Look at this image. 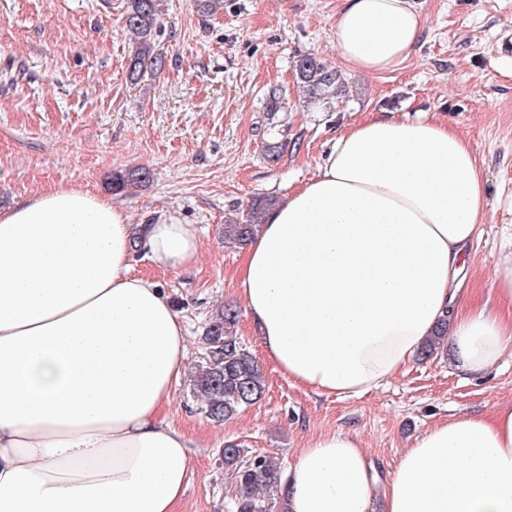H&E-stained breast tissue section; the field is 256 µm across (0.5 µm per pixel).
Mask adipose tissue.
<instances>
[{
  "label": "adipose tissue",
  "mask_w": 512,
  "mask_h": 512,
  "mask_svg": "<svg viewBox=\"0 0 512 512\" xmlns=\"http://www.w3.org/2000/svg\"><path fill=\"white\" fill-rule=\"evenodd\" d=\"M423 26L411 0H344L336 53L382 73ZM486 213L475 153L448 125L369 118L344 130L244 247L240 296L268 357L318 394L360 396L444 318L459 368L493 366L512 343V234L492 275L503 312L459 303ZM136 238L162 269L200 251L175 213L137 228L77 188L0 211V512H178L192 443L163 411L188 338L158 282L132 273ZM277 495L286 512H512V404L437 424L383 484L356 435L319 434Z\"/></svg>",
  "instance_id": "obj_1"
}]
</instances>
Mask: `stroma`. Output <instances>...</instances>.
I'll return each instance as SVG.
<instances>
[{"instance_id": "stroma-1", "label": "stroma", "mask_w": 512, "mask_h": 512, "mask_svg": "<svg viewBox=\"0 0 512 512\" xmlns=\"http://www.w3.org/2000/svg\"><path fill=\"white\" fill-rule=\"evenodd\" d=\"M125 2L0 0V210L72 187L122 207L134 224L151 223L166 208L195 225V266L160 270L141 251L132 271L155 278L182 317L188 366L197 364L216 312L238 309L237 333L263 368L266 388L218 425L190 380L182 381L165 412L194 443L178 512H229L228 440L286 468L318 433L350 430L387 477L431 427L512 403V350L477 377L457 369L446 350L412 358L361 396L295 386L266 357L242 310V248L224 242L226 220L246 217L258 197L300 188L353 122L430 119L458 132L478 157L489 218L464 305L499 311L492 270L512 231V0H412L424 18L422 38L402 64L375 75L348 70L336 55L332 23L341 0H220L209 13L197 0H162L156 49L165 65L134 83ZM309 53L343 82L330 103L304 99L294 64ZM273 90L285 111H266ZM272 141L282 146L274 162L265 157ZM137 166L150 169V182L113 193V174Z\"/></svg>"}]
</instances>
